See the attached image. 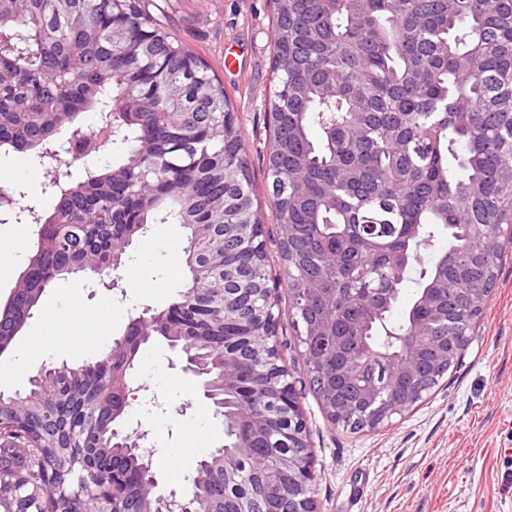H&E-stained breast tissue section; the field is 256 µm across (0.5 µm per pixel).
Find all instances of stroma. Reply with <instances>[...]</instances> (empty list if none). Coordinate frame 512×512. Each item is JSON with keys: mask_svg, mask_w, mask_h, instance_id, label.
I'll use <instances>...</instances> for the list:
<instances>
[{"mask_svg": "<svg viewBox=\"0 0 512 512\" xmlns=\"http://www.w3.org/2000/svg\"><path fill=\"white\" fill-rule=\"evenodd\" d=\"M170 6L174 33L213 67L248 143L246 161L278 297V337L283 362L303 392L321 512H512L506 474L512 463V237L501 238L505 254L496 282L459 363L389 425L357 433L335 425L313 390L291 325L282 231L260 153L273 68L272 0H171ZM46 180L25 155H0V189L21 187L37 197ZM31 231L15 218L0 220V264L9 268L0 276V307L27 267L11 257ZM185 244L182 225L155 224L129 247L130 268L117 270L120 292L93 288L82 274L46 288L35 316L0 355V366H11L24 348L48 364L101 357L130 318L166 309L185 291ZM175 358L162 337H153L134 373L135 382L163 402L159 408L134 404L135 418L151 429L156 457L175 454L181 461L178 468L159 469L167 491L185 489L198 460L224 442L222 419Z\"/></svg>", "mask_w": 512, "mask_h": 512, "instance_id": "35a3bbf8", "label": "stroma"}]
</instances>
